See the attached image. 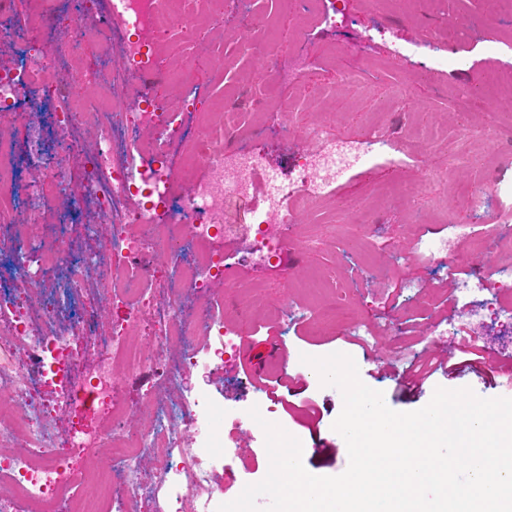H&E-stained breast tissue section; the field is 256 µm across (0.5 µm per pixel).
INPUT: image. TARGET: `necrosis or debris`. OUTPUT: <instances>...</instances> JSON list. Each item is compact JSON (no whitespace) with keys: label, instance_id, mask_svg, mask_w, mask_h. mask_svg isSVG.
Returning a JSON list of instances; mask_svg holds the SVG:
<instances>
[{"label":"necrosis or debris","instance_id":"1","mask_svg":"<svg viewBox=\"0 0 512 512\" xmlns=\"http://www.w3.org/2000/svg\"><path fill=\"white\" fill-rule=\"evenodd\" d=\"M246 2L109 0L102 13L96 0H83L63 32L55 10L41 13L42 27L59 34L48 48L26 41L21 29L0 25V40L24 43L15 70L0 71V108L21 121L26 117L21 107L31 95L47 103L67 100L64 120L49 128L28 126L34 147H42L49 134L56 146L45 174L26 183L18 181L11 130L0 126V254L31 243L39 250L37 269L0 290V392L9 397L0 407V512H141L164 487L175 512H217L214 484L224 465L223 447L235 441L243 416L235 410L217 414L185 380L200 355L216 363L237 348L236 331L211 299L217 286L231 281L223 254L211 243L225 229V199L248 195L261 162L243 145L239 101H198L194 35L199 19L223 26L225 14L242 11ZM116 29L133 35L121 47V72L102 79L97 92L85 93L82 69L75 64L83 35L91 31L104 41ZM165 41L171 42L177 65L160 70L154 50ZM268 53L274 82L307 96L301 55L274 43ZM63 58L70 61L64 69L58 66ZM154 83L181 85L201 127L198 135H185L172 113L155 103ZM75 125L95 128L93 150L80 152L71 140ZM308 136L316 147L297 156L293 181L273 187L266 209L237 228L249 242L245 257L252 263L280 253L289 224L321 201L320 185L335 182L351 161L383 154L392 145L379 125L356 144L331 139L320 126ZM174 141L184 147L188 171L202 167L209 173L208 179H191L177 198L166 172V146ZM79 152L86 173L74 185L68 178L70 158ZM102 183L107 194L98 221L86 229L111 223L112 236L101 247L104 259L72 261L65 234L49 218L59 213L61 196L77 210ZM162 255L173 276L164 324L157 335L135 342L128 329L155 307L151 282ZM91 271L102 284L121 274L133 279L112 292L116 315L106 336L98 333L93 313L71 311ZM188 295L200 298L196 310L185 308ZM88 353L98 359L92 378L73 376V365ZM147 370L153 377L142 406L150 423L133 429L114 389ZM92 404L105 418L99 428L56 432V415L79 416Z\"/></svg>","mask_w":512,"mask_h":512}]
</instances>
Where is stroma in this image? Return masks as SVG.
<instances>
[{
  "mask_svg": "<svg viewBox=\"0 0 512 512\" xmlns=\"http://www.w3.org/2000/svg\"><path fill=\"white\" fill-rule=\"evenodd\" d=\"M339 7L344 20L336 26L309 23L300 29L294 9L281 0H250L251 10L274 17L272 35H243L239 20L225 17L223 36L206 27L197 34L212 52L223 55V77L202 63L193 69L201 98L245 97L248 110L242 122H250V110L269 99L288 108L283 122L289 135L257 126L247 138L246 148L264 168L255 176L250 198L226 207L225 223H249L252 211L263 205L268 173L290 178L296 155L308 146L303 130L320 124L336 138L357 141L378 118L396 137L393 151L346 172L319 207L291 225L271 263L245 262V245L237 237L224 235L213 242L230 263L235 284L260 291L255 311L233 322L241 333L238 345L250 346L251 353L191 370L188 385L228 409L258 407L266 420L301 440L302 464L317 476H336L348 466L346 443L332 428L343 399L338 389L321 385L296 351L351 355L362 382L383 392L387 406L399 412L424 407L439 387L512 398V387L493 378L501 353L512 352V333L492 319L475 338L484 355L482 376L454 377L438 366L412 393L398 380L401 371L420 360L452 354V346L436 331L453 324L467 302L456 293L445 261H400L407 244L421 235L436 238L449 224H469L473 232L456 257L459 272L473 273L491 260L512 264V134L483 149L481 161L448 167L449 155L462 148L460 124L477 126L480 115L506 111L512 99V82L505 80L512 75V13L500 9L497 0H417L406 8L393 0H340ZM451 19L463 24L460 48L467 62L439 68L419 44ZM272 40L304 55L307 98L261 81ZM365 44L370 47L366 55L360 51ZM425 171L434 178L424 185L420 177ZM468 186L486 192L484 210L453 205V197ZM83 210L82 222L68 225L66 233L77 253H100L112 227L98 224L96 234L87 235L86 222L96 218L95 200H86ZM379 240L391 243V251L379 253ZM325 270L336 274L333 290L310 295L301 289L303 280ZM397 272L432 290L433 305L423 308L396 293L391 281ZM332 302L355 310L372 327L373 347L323 329L318 313ZM286 303L309 304L313 313L275 318L274 308ZM284 376L294 380V387L281 385ZM268 468L263 438L244 426L237 448L218 473L219 496L234 500L245 485L262 480Z\"/></svg>",
  "mask_w": 512,
  "mask_h": 512,
  "instance_id": "stroma-1",
  "label": "stroma"
}]
</instances>
